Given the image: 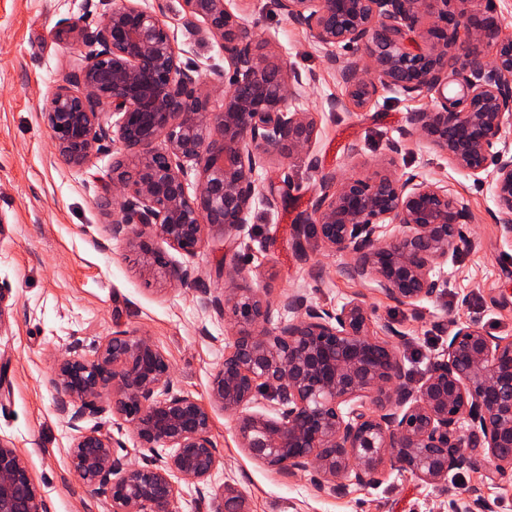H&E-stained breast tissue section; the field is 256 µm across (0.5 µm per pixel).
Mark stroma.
<instances>
[{
    "instance_id": "1",
    "label": "stroma",
    "mask_w": 512,
    "mask_h": 512,
    "mask_svg": "<svg viewBox=\"0 0 512 512\" xmlns=\"http://www.w3.org/2000/svg\"><path fill=\"white\" fill-rule=\"evenodd\" d=\"M158 3L182 60L200 65L213 82L209 106L218 109L227 90L220 42L201 44L184 30L181 0H147L151 7ZM229 6L256 41L266 42L268 53L310 78L295 105L316 123L311 153L319 167L311 169L298 157L285 166L273 159L259 168L260 182L282 179L286 185L276 207L253 208L237 247V263L249 284L266 293L274 321L291 320L279 304L292 293L325 308L362 298L374 325L400 332L396 345L415 382L446 349L457 323L511 338L512 239L501 235L495 220L489 177L459 171L423 136L401 139L408 114L431 109L432 97L385 89L367 109L329 110V100L344 98L345 90L327 48L295 26L277 0H229ZM104 20L87 0H0V283L14 295L0 322V437L23 453L46 512H107L104 497L69 468L71 434L54 409L51 379L73 342L90 348L119 327L150 336L168 356L175 384L208 405L213 418L221 463L205 493L178 481L174 512H214L228 483L243 493L250 512H453L461 501L471 512H512V473L489 479L483 452L472 466L450 472L442 486L391 468L380 485L352 484L338 495L318 489L316 471L288 474L239 448L233 417L213 405L209 394L233 327L201 304L202 291L224 292L223 228L205 226L192 257L153 242L190 270L195 287L149 274L138 248L113 238L112 215L98 205L97 180L110 170L111 150L85 167L67 166L41 118L46 95L84 62L87 48L73 25L93 29ZM397 140L401 150L391 152ZM388 169L447 188L471 215L463 227L466 245L440 269L443 294L415 308L392 301L374 282L350 279L347 257L327 251L314 231L296 235L312 212L322 174L368 178Z\"/></svg>"
}]
</instances>
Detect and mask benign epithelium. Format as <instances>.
I'll use <instances>...</instances> for the list:
<instances>
[{
    "label": "benign epithelium",
    "instance_id": "benign-epithelium-1",
    "mask_svg": "<svg viewBox=\"0 0 512 512\" xmlns=\"http://www.w3.org/2000/svg\"><path fill=\"white\" fill-rule=\"evenodd\" d=\"M182 2L185 30L199 41L221 40L230 86L222 110H210L209 82L200 66L181 60L156 11L141 0H99L107 6L103 25L79 29L89 47L83 66L40 112L71 167L87 165L106 142L119 146L112 174L99 183L101 207L114 190L122 197L112 237L138 243L147 269L185 285L190 270L149 239L192 256L204 226L218 225L235 247L256 203L271 208L279 194L276 183L259 184L257 169L309 154L316 126L292 107L308 77L267 53L226 0ZM277 3L319 44L351 51L329 57L347 104L365 109L384 88L434 96L433 108L408 115L402 138L421 134L454 167L489 176L501 234L512 238V142L505 137L512 39L499 35L497 20L474 21L464 7L448 10V0ZM424 14L430 23L422 30ZM462 27L470 38L458 52ZM485 44L493 45L490 60ZM469 220L447 189L395 171L371 179L322 175L309 217L322 245L349 257L350 278H371L411 307L441 295L436 268L463 244ZM389 224L404 231L389 236ZM228 278L223 297L203 291V306L235 328L210 397L234 417L238 445L251 458L290 473L314 469L327 480L342 474L361 487L380 484L387 461L439 485L472 462L471 448L486 451L490 475L512 471V340L459 323L443 357L412 385L397 347L375 337L362 299L329 309L290 294L281 305L294 319L271 328L265 295L237 267ZM53 385L56 411L72 433L70 469L105 497L108 512H172L174 476L203 493L220 464L212 416L175 387L170 360L150 336L118 329L90 351L74 342ZM108 412L132 427L143 464H130L113 434L85 426ZM220 499L215 512H249L230 484ZM0 512H44L23 454L1 437Z\"/></svg>",
    "mask_w": 512,
    "mask_h": 512
}]
</instances>
